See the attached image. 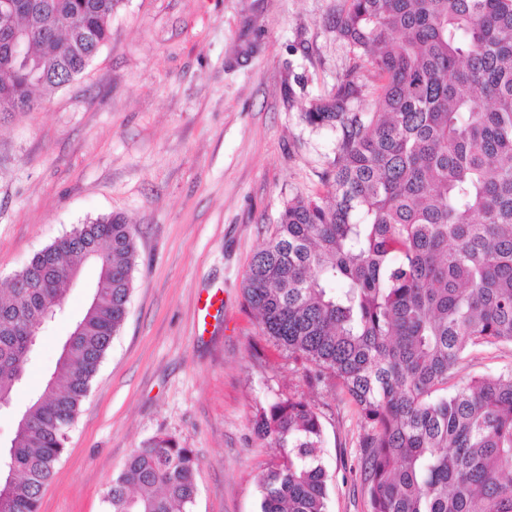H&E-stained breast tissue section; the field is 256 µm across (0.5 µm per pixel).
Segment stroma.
Instances as JSON below:
<instances>
[{
    "label": "stroma",
    "instance_id": "stroma-1",
    "mask_svg": "<svg viewBox=\"0 0 512 512\" xmlns=\"http://www.w3.org/2000/svg\"><path fill=\"white\" fill-rule=\"evenodd\" d=\"M342 0H121L110 36L70 85L30 112H0V288L78 224L119 214L136 230L127 315L69 433L39 512H103L135 448L175 437L199 458L191 512H260L277 451L261 406L315 405L329 512H367L346 396L264 336L243 297L253 254L284 203L324 192L335 132L301 117L348 70L370 110L366 57L331 25ZM83 266L42 329L14 408L53 372L90 301ZM512 371V345L477 347L458 377Z\"/></svg>",
    "mask_w": 512,
    "mask_h": 512
}]
</instances>
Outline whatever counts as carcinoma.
<instances>
[{
  "label": "carcinoma",
  "mask_w": 512,
  "mask_h": 512,
  "mask_svg": "<svg viewBox=\"0 0 512 512\" xmlns=\"http://www.w3.org/2000/svg\"><path fill=\"white\" fill-rule=\"evenodd\" d=\"M118 0H49L15 16L26 60L0 36V103L82 74ZM336 32L377 74L354 107L355 71L303 112L338 135L325 195L287 201L243 296L262 332L357 410L368 512H512V373L448 389L477 346L512 345V0H344ZM96 247L100 287L43 390L22 408L0 464V512H39L99 364L125 319L133 225L98 217L37 253L0 289V401L23 378L46 308ZM280 449L260 512H328L323 424L301 397L257 410ZM199 460L170 436L135 449L104 512H191Z\"/></svg>",
  "instance_id": "carcinoma-1"
}]
</instances>
